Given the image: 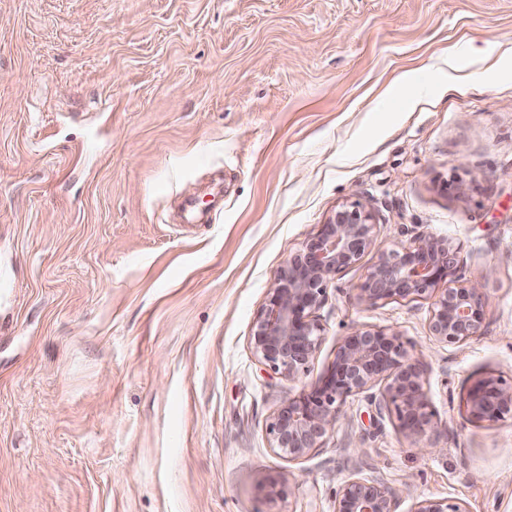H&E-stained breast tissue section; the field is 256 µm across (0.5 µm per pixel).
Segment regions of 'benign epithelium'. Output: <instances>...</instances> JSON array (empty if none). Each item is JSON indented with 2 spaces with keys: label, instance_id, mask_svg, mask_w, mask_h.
<instances>
[{
  "label": "benign epithelium",
  "instance_id": "7a95c632",
  "mask_svg": "<svg viewBox=\"0 0 512 512\" xmlns=\"http://www.w3.org/2000/svg\"><path fill=\"white\" fill-rule=\"evenodd\" d=\"M376 217L360 199L340 205L302 248L277 271L258 311L251 347L258 361L290 381L308 371L321 341L318 312L328 284L375 245ZM460 247L432 234L383 252L356 288V299L369 306L387 301L430 302L429 331L439 343L454 346L481 336L487 296L478 281L455 282ZM384 383L374 397L378 414L393 417L417 447L438 451L424 385L426 367L410 361L404 337L391 330L358 327L339 343L319 384L288 397L267 431L272 448L300 459L322 447L336 427L347 399ZM476 420L499 421L512 415V381L487 376L467 395ZM404 490L354 470L336 491L335 512H398ZM413 512H466L449 499H423Z\"/></svg>",
  "mask_w": 512,
  "mask_h": 512
}]
</instances>
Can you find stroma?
<instances>
[{
	"label": "stroma",
	"mask_w": 512,
	"mask_h": 512,
	"mask_svg": "<svg viewBox=\"0 0 512 512\" xmlns=\"http://www.w3.org/2000/svg\"><path fill=\"white\" fill-rule=\"evenodd\" d=\"M355 198L376 243L288 381L254 357L255 316ZM420 234L484 281L482 336L447 346L429 302L356 299ZM356 327L426 363L442 454L363 394L307 457L272 448ZM486 376L512 379V0H0V512H334L357 465L407 485L399 512H512V417L466 404Z\"/></svg>",
	"instance_id": "1"
}]
</instances>
